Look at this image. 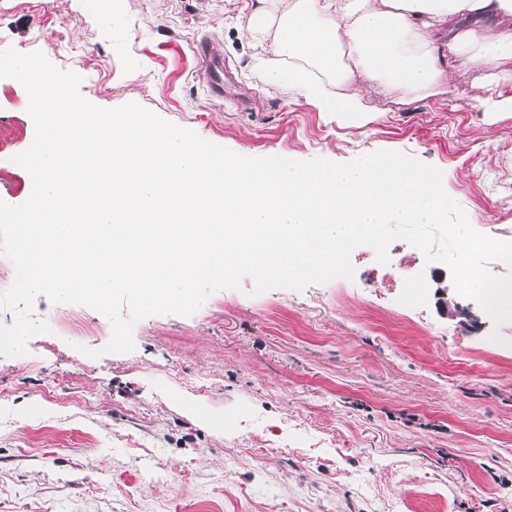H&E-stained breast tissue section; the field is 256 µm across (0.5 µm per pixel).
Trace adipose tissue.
I'll return each mask as SVG.
<instances>
[{
	"instance_id": "ef3b65f1",
	"label": "adipose tissue",
	"mask_w": 512,
	"mask_h": 512,
	"mask_svg": "<svg viewBox=\"0 0 512 512\" xmlns=\"http://www.w3.org/2000/svg\"><path fill=\"white\" fill-rule=\"evenodd\" d=\"M242 31L270 88L360 127L364 85L437 96L445 54L476 69L512 57V0H259Z\"/></svg>"
}]
</instances>
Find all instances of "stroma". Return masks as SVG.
Here are the masks:
<instances>
[{
	"label": "stroma",
	"instance_id": "35a3bbf8",
	"mask_svg": "<svg viewBox=\"0 0 512 512\" xmlns=\"http://www.w3.org/2000/svg\"><path fill=\"white\" fill-rule=\"evenodd\" d=\"M257 0H0V50L42 52L101 108L135 102L245 157L348 163L402 153L436 167L471 226L512 241V109L483 103L489 69L448 59L450 92L374 88L378 117L344 127L271 91L240 24ZM232 67L213 94L199 44ZM28 94L0 79V201L35 137ZM353 278L212 293L151 315L105 353L93 308L34 303L51 331L0 357V512H512V321L460 296L403 240ZM397 282L379 295L382 274Z\"/></svg>",
	"mask_w": 512,
	"mask_h": 512
}]
</instances>
